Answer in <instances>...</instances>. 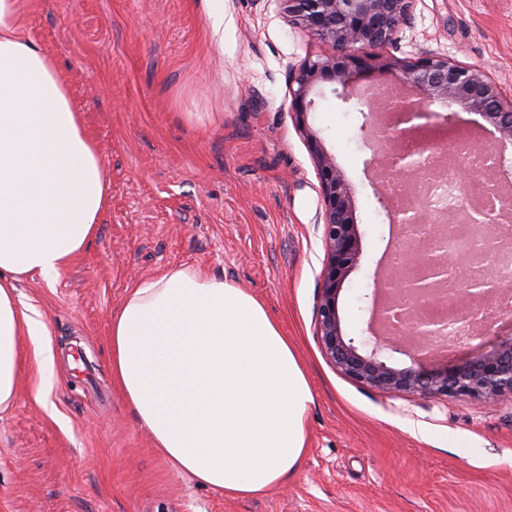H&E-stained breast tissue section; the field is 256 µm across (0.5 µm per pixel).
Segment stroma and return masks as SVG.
<instances>
[{
	"mask_svg": "<svg viewBox=\"0 0 512 512\" xmlns=\"http://www.w3.org/2000/svg\"><path fill=\"white\" fill-rule=\"evenodd\" d=\"M24 29L63 76L101 153L107 210L54 282L17 285L39 311L52 369L22 343L0 412V512H512V397L392 395L344 376L316 336L324 207L289 110L290 70L333 46L283 0H19ZM380 56L484 67L512 93V0H415ZM358 106L334 95L307 118L353 192L360 263L339 296L363 335L392 244ZM200 269L251 292L300 358L314 402L307 452L268 494L239 498L169 463L112 377V317L133 285Z\"/></svg>",
	"mask_w": 512,
	"mask_h": 512,
	"instance_id": "obj_1",
	"label": "stroma"
}]
</instances>
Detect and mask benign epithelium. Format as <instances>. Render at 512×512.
<instances>
[{
  "label": "benign epithelium",
  "instance_id": "obj_1",
  "mask_svg": "<svg viewBox=\"0 0 512 512\" xmlns=\"http://www.w3.org/2000/svg\"><path fill=\"white\" fill-rule=\"evenodd\" d=\"M288 16L307 32L331 42L337 54L308 59L294 72L290 111L312 153L324 204L323 239L326 259L321 270V294L317 306V338L323 353L347 378L389 394L415 397L469 398L494 405L512 396V336L493 340L485 330L465 344L468 358L450 366L425 365L438 343L451 341L457 331L448 316L427 314L420 302L443 292L454 278L457 264L452 257L465 256L451 247L444 228L429 223L428 209L411 186L414 201L402 210L390 207L389 197L378 196L392 224H402L409 234L403 242L404 261L410 273L394 270L376 275L375 292L384 307L369 308L367 336L358 340L343 333L338 299L343 284L360 262L361 234L350 185L324 148L318 133L306 123L317 99L325 97L323 83L333 84L331 93L344 103L367 108L363 126L365 142L381 155L382 172L402 182L419 174L428 151L450 155L458 136L429 138L433 128L447 129L454 113L436 107H458L480 117L474 122L494 137V144L477 148L494 158L490 173L502 180L512 178L503 150L512 146V95L479 66L448 58L423 56L398 63L382 58L375 50L392 43L399 27L409 19L415 0H284ZM395 74L410 94L393 93L382 84L362 83L374 71ZM504 293L502 289L470 284L447 294L452 312L471 319L484 301ZM396 355L412 364L399 367Z\"/></svg>",
  "mask_w": 512,
  "mask_h": 512
}]
</instances>
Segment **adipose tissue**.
Here are the masks:
<instances>
[{
  "instance_id": "1",
  "label": "adipose tissue",
  "mask_w": 512,
  "mask_h": 512,
  "mask_svg": "<svg viewBox=\"0 0 512 512\" xmlns=\"http://www.w3.org/2000/svg\"><path fill=\"white\" fill-rule=\"evenodd\" d=\"M0 0V410L17 394L22 336L43 366L47 327L18 300L31 273L55 281L107 207L96 144L54 62ZM112 373L137 422L199 483L258 497L306 452L313 401L301 363L264 305L196 269L136 283L112 319Z\"/></svg>"
}]
</instances>
